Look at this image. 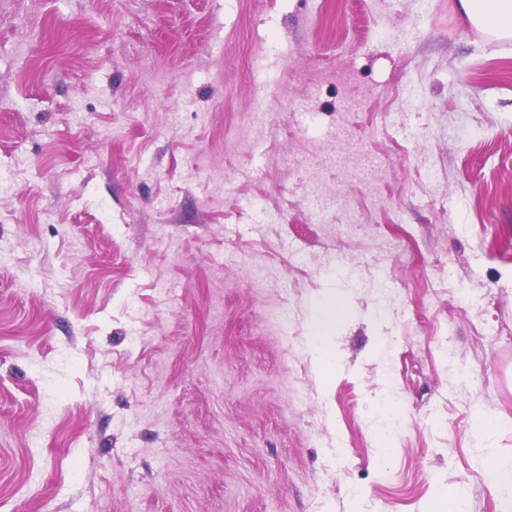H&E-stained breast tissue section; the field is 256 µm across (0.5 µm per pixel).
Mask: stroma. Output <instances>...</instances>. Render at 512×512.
<instances>
[{"label": "stroma", "mask_w": 512, "mask_h": 512, "mask_svg": "<svg viewBox=\"0 0 512 512\" xmlns=\"http://www.w3.org/2000/svg\"><path fill=\"white\" fill-rule=\"evenodd\" d=\"M454 2L0 0V512H501L512 39ZM341 313L340 307L335 302H322L312 312L311 326L313 335L312 346L317 357L322 361H328L330 353L327 348L329 334L336 324ZM397 422L398 411L396 406L392 402H386L374 428L376 438L383 445L379 449L384 458L389 455L391 447H393L391 445L395 438H392L391 435L397 427ZM484 471L489 482L512 507V456L488 450L484 455Z\"/></svg>", "instance_id": "1"}]
</instances>
